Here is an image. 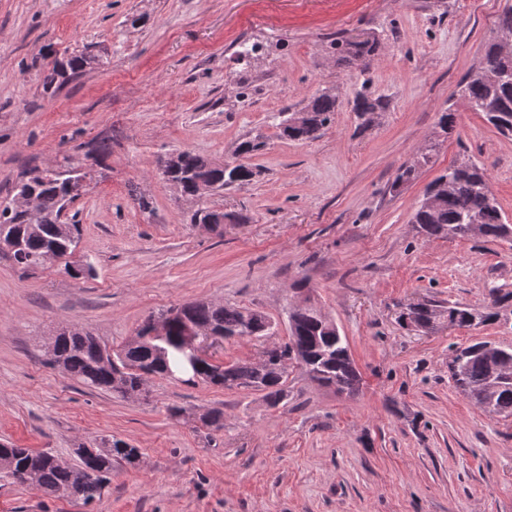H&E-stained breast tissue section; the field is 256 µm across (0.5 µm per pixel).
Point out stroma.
<instances>
[{"label":"stroma","instance_id":"obj_1","mask_svg":"<svg viewBox=\"0 0 512 512\" xmlns=\"http://www.w3.org/2000/svg\"><path fill=\"white\" fill-rule=\"evenodd\" d=\"M512 0H0V198L23 172L72 162L90 180L64 220L80 227L63 263L23 272L0 256V442L74 462L78 446L123 439L139 464L90 504L0 476V512H512V417L455 386L448 362L477 342L512 345V306L477 328H407L413 299L480 306L512 290V241L424 238L412 218L428 185L465 158L486 169L512 220V138L460 96ZM377 37L370 67L339 63L333 40ZM92 68L49 95L54 57ZM338 107L320 138L281 136L320 89ZM388 107L362 130L361 91ZM454 110L452 131L438 126ZM260 148L248 182L182 195L163 160L222 163ZM416 179L394 186L427 141ZM226 213L223 233L192 224ZM190 302L255 310L272 335L225 341L216 362L258 361L316 309L345 336L352 394L288 369L286 396L155 377L145 400L90 389L49 363L45 341L86 328L119 348L145 320ZM180 415H173V408ZM224 412V428L201 417Z\"/></svg>","mask_w":512,"mask_h":512}]
</instances>
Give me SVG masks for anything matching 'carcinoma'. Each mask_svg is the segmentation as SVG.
<instances>
[{"label":"carcinoma","mask_w":512,"mask_h":512,"mask_svg":"<svg viewBox=\"0 0 512 512\" xmlns=\"http://www.w3.org/2000/svg\"><path fill=\"white\" fill-rule=\"evenodd\" d=\"M376 38L335 41L333 46L345 58L370 62L375 55ZM95 63L91 56L80 54L57 59L43 79V92L54 93L57 79L77 74ZM462 97L468 110L484 115L501 135L512 137V50L505 52L491 39L485 43L479 66L465 78ZM381 97L360 92L353 101V111L362 119L361 127L373 122L376 113L385 109ZM337 108L336 95L326 89L317 91L302 108L309 114L304 127L294 139L307 141L320 137L332 120ZM174 171L163 172L166 179L177 181L181 192L196 196L197 179L206 178L218 187L242 184L252 177L249 166L240 164L227 169L213 164L190 150L176 155ZM446 178L451 187L437 197L433 206L418 207L413 223L426 237H466L465 226L473 221L481 224L482 237L504 239V220L492 194L486 170L470 158L446 169L438 179ZM26 187L37 200V211H19L14 197L0 198V238L17 240L21 244L23 270H37L56 260L74 254L78 243L79 225L60 222L62 201L70 195L67 177L44 181L38 176L27 179ZM208 220L212 231L224 228L226 215L222 211L199 209L193 223ZM512 300V291L499 287L489 290V302L480 307L453 304L448 306V319L457 327L487 325L498 317L496 307ZM174 324L166 335H151L150 323H145L136 338L123 348L114 350L86 330L64 331L51 343L50 361L85 386L108 394L131 397L142 394L150 376H170L182 364L180 323L204 326L232 338H261L270 333L271 322L264 314L236 306L191 303L175 309ZM288 341L268 350L265 366L250 362L224 365L204 355L198 360L196 378L209 385L224 388H244L262 391L273 406L285 396L288 378L286 361H305L306 373L324 386H334L340 392L357 390L359 376L345 337L326 328L322 316L309 308L289 312ZM457 389L465 396L481 393L490 378L494 364L473 344L456 351L448 365ZM496 413L512 416V380H505L495 396ZM76 463L64 464L50 452L16 448L0 443V473L16 478V473L29 470L39 489L61 498H80L85 502L101 496L112 475V469L133 464L139 450L110 438L101 439L90 454L75 451Z\"/></svg>","instance_id":"carcinoma-1"}]
</instances>
